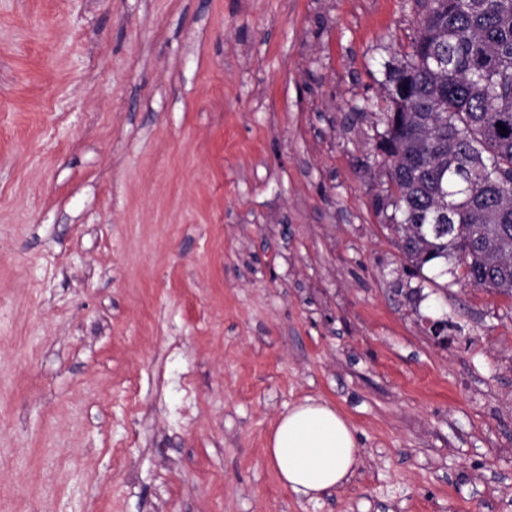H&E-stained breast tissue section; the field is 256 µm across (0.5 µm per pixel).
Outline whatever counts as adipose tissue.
I'll list each match as a JSON object with an SVG mask.
<instances>
[{"mask_svg":"<svg viewBox=\"0 0 512 512\" xmlns=\"http://www.w3.org/2000/svg\"><path fill=\"white\" fill-rule=\"evenodd\" d=\"M266 455L288 489L313 499L346 485L358 464L352 427L336 408L312 399L281 416Z\"/></svg>","mask_w":512,"mask_h":512,"instance_id":"adipose-tissue-1","label":"adipose tissue"}]
</instances>
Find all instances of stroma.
Masks as SVG:
<instances>
[{
    "instance_id": "35a3bbf8",
    "label": "stroma",
    "mask_w": 512,
    "mask_h": 512,
    "mask_svg": "<svg viewBox=\"0 0 512 512\" xmlns=\"http://www.w3.org/2000/svg\"><path fill=\"white\" fill-rule=\"evenodd\" d=\"M428 7L0 0V512H512V298L379 206ZM308 398L360 450L316 500ZM266 455L281 482L310 499L346 485L358 464V448L347 420L327 402L310 398L281 416Z\"/></svg>"
}]
</instances>
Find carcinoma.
Instances as JSON below:
<instances>
[{"label":"carcinoma","mask_w":512,"mask_h":512,"mask_svg":"<svg viewBox=\"0 0 512 512\" xmlns=\"http://www.w3.org/2000/svg\"><path fill=\"white\" fill-rule=\"evenodd\" d=\"M385 91L386 228L410 274L512 297V0H431Z\"/></svg>","instance_id":"cac0c4a2"}]
</instances>
